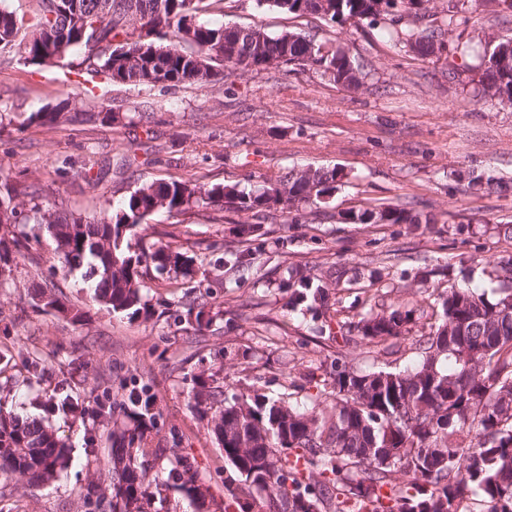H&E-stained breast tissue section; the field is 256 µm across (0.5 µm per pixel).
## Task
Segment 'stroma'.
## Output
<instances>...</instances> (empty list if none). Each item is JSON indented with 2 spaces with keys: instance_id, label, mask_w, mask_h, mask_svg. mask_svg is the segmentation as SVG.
Masks as SVG:
<instances>
[{
  "instance_id": "stroma-1",
  "label": "stroma",
  "mask_w": 512,
  "mask_h": 512,
  "mask_svg": "<svg viewBox=\"0 0 512 512\" xmlns=\"http://www.w3.org/2000/svg\"><path fill=\"white\" fill-rule=\"evenodd\" d=\"M455 13L465 30L449 37L440 56L407 46L412 19L333 23L256 0H218L206 15L214 24L313 38L346 50L363 72L350 90L320 70L294 64L234 75L217 84L133 88L99 82L95 96L69 99L75 121L25 124L28 113L68 99L64 61L25 60L20 46L0 49V173L22 174L50 188L56 209L90 220L111 212L138 186L157 180L258 189L289 171L337 169L343 182L326 214L309 207L271 212L260 237L244 238L247 215L220 206L184 214L157 212L145 220L150 239L194 256L196 273H149L143 298L156 313L131 320L91 299L83 271L54 266L45 226H17L18 238L38 237L10 274L0 277V410L49 421L71 448L70 461L45 486H25L0 498V512H93L82 494L92 474L106 470L109 442L87 415L94 400L121 399L147 385L160 417L147 439L155 453L149 475L167 479L173 454L195 457L200 477L224 497V459L190 402L192 380L215 375L227 393L262 388L304 408L316 404L317 381L341 370H401L415 363L412 340L429 333L448 289L476 285L498 295L499 263L512 259V105L478 94L473 68L489 38H512L507 0H431L428 24ZM105 110L109 124L95 120ZM154 140L132 146L136 123ZM136 160L115 163L128 148ZM490 174L502 188H472V174ZM374 206L430 213L434 223L348 224L337 216ZM256 252L246 274H217L215 260L243 248ZM302 277L322 278L329 300L317 311L288 306ZM53 288L86 308L74 323L37 308L34 286ZM206 302L217 330L199 335L181 322V298ZM408 310L412 316L398 354L385 355L358 329L372 313ZM42 372L34 374L30 364Z\"/></svg>"
}]
</instances>
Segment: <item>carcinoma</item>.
<instances>
[{
  "label": "carcinoma",
  "mask_w": 512,
  "mask_h": 512,
  "mask_svg": "<svg viewBox=\"0 0 512 512\" xmlns=\"http://www.w3.org/2000/svg\"><path fill=\"white\" fill-rule=\"evenodd\" d=\"M291 13H315L330 22H359L403 11L420 15L429 0H258ZM216 0H33L35 31L24 18L0 9V47L23 46L32 61L52 63L82 50L91 68L112 81L154 87L158 74L168 85L217 82L236 71H265L282 65L310 66L348 88L362 78L343 51L321 53L320 45L300 34L271 36L256 28L229 29L201 19ZM456 17L409 34L407 43L422 56L448 46ZM481 93L512 102V40L485 42L478 71ZM70 99L31 112L28 125L54 126L70 120ZM336 170L308 169L259 193L237 186H197L183 181H155L128 194L122 214L97 221L56 216L48 199L36 207V223L47 225L62 268L84 265L97 275L93 298L115 313L153 317L142 301L144 276L194 274L193 258L171 243H145L130 251L133 230L152 213L180 214L220 204L260 218L279 207L300 203L327 205L336 192ZM40 190L18 177L0 174V273L11 270L24 245L11 226L30 223L17 200ZM432 217L407 208L380 207L347 212L350 224H429ZM245 273L253 261L248 249L218 261L217 267ZM325 287L302 279L288 305L320 308ZM435 329L413 342L417 366L411 370L350 372L334 379L331 405L300 410L269 398L259 388L226 397L217 379L199 375L191 390L194 407L207 420L227 476L224 512H512V311L504 298L489 301L470 287L453 288L441 303ZM183 319L196 331L211 330L214 317L196 300L182 304ZM409 312L378 313L363 321L361 332L372 342L404 333ZM132 426L112 435L107 478L93 481L85 503L105 512H151L169 486L192 501L197 512H210L214 498L203 488L195 458L177 456L173 483L148 480L138 458L147 456L144 440L157 423L154 394L142 386L119 404L97 402L95 416L104 429L115 411ZM66 448L52 428L18 417L0 418V488L20 476L29 485L50 481L64 466Z\"/></svg>",
  "instance_id": "obj_1"
}]
</instances>
